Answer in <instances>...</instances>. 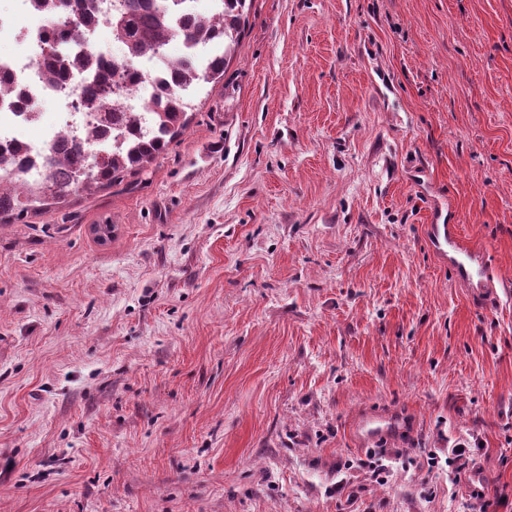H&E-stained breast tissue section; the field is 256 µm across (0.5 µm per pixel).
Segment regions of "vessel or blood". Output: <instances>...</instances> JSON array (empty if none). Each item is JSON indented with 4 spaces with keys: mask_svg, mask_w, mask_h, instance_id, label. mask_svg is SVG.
Segmentation results:
<instances>
[{
    "mask_svg": "<svg viewBox=\"0 0 512 512\" xmlns=\"http://www.w3.org/2000/svg\"><path fill=\"white\" fill-rule=\"evenodd\" d=\"M429 231L436 252L447 260L455 278L470 288L473 296H485L489 283L487 258L464 243L454 211H447L442 220L430 225Z\"/></svg>",
    "mask_w": 512,
    "mask_h": 512,
    "instance_id": "1",
    "label": "vessel or blood"
}]
</instances>
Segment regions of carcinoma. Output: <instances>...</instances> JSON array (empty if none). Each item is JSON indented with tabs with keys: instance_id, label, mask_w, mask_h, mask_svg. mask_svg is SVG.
Instances as JSON below:
<instances>
[{
	"instance_id": "1",
	"label": "carcinoma",
	"mask_w": 512,
	"mask_h": 512,
	"mask_svg": "<svg viewBox=\"0 0 512 512\" xmlns=\"http://www.w3.org/2000/svg\"><path fill=\"white\" fill-rule=\"evenodd\" d=\"M126 10L119 14L113 27L125 45L128 61L122 78L129 86H135L143 75L135 68L131 58L142 53H159L175 41L193 44L199 40H215L224 51L211 56L202 69H197L189 56L177 60V79L195 85L200 92L204 85L212 83L225 73L226 53L234 49L241 35V16L246 0H224V15L217 20L205 18L189 27H174L162 12L149 11L145 0H126ZM54 26L46 28V56L51 58L58 45L68 41L78 32L77 22L70 17L53 15ZM165 99L162 112L158 113V130L150 136L140 135L134 123H129L128 134L133 144L126 151L101 155L86 160L79 150H71L64 156L62 167L51 177L46 190L37 196L26 197L9 185L11 173L5 172L0 184V224H12L30 213L45 210L48 201L67 200L80 193H91L121 181L126 173H138L153 164L168 148L170 142L187 125V110L193 107V97L182 98L176 85L161 88Z\"/></svg>"
}]
</instances>
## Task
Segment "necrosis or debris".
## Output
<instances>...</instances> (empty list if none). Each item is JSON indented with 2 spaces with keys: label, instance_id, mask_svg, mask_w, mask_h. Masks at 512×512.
Listing matches in <instances>:
<instances>
[{
  "label": "necrosis or debris",
  "instance_id": "4bbe7bcc",
  "mask_svg": "<svg viewBox=\"0 0 512 512\" xmlns=\"http://www.w3.org/2000/svg\"><path fill=\"white\" fill-rule=\"evenodd\" d=\"M97 3L87 18L77 6L62 7L60 0H13L10 10L0 12V44L19 47L16 53L0 54V77L9 85L8 92L0 95V153L14 155L10 168L24 194L45 186L55 165V151L63 145L83 142L103 155L116 150V128L102 119L103 108L110 104L134 114L143 131L154 129L155 98L171 62L150 53L138 56L135 64L144 79L133 88L118 84L122 53H113L111 71L98 68L86 72L80 67V60L102 59L103 54L97 48L99 36L110 30L112 16L124 8V0H97ZM64 8L78 20L79 34L55 63L67 67L71 84L98 80L102 92L97 100L80 98L71 91V84L61 86L46 77L43 21ZM45 102L53 105V116L40 111V104ZM35 129L40 130V137H32Z\"/></svg>",
  "mask_w": 512,
  "mask_h": 512
}]
</instances>
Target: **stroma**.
<instances>
[{"label": "stroma", "instance_id": "1", "mask_svg": "<svg viewBox=\"0 0 512 512\" xmlns=\"http://www.w3.org/2000/svg\"><path fill=\"white\" fill-rule=\"evenodd\" d=\"M226 63L0 224V512H512V0H251ZM440 211L435 224L429 225L432 244L436 252L445 260L455 278L470 288L477 298L487 294L489 270L487 257L473 251L463 241L457 226L455 211L450 207L443 217Z\"/></svg>", "mask_w": 512, "mask_h": 512}]
</instances>
